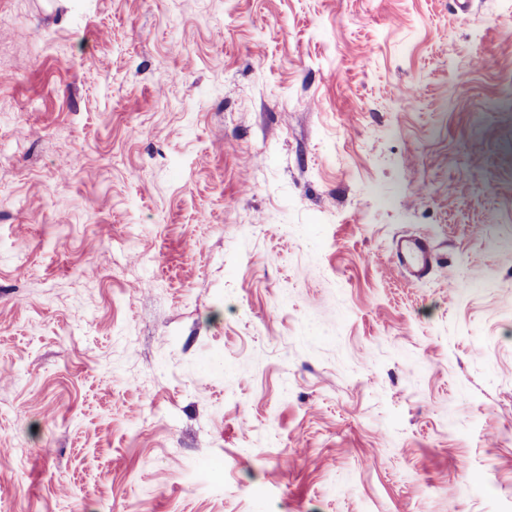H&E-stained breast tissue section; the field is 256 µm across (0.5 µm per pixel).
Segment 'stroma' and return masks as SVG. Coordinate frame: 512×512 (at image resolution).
<instances>
[{"mask_svg":"<svg viewBox=\"0 0 512 512\" xmlns=\"http://www.w3.org/2000/svg\"><path fill=\"white\" fill-rule=\"evenodd\" d=\"M0 512H512V0H0ZM396 261L412 276L424 275L434 262L431 247L417 238L404 239L396 252Z\"/></svg>","mask_w":512,"mask_h":512,"instance_id":"35a3bbf8","label":"stroma"}]
</instances>
